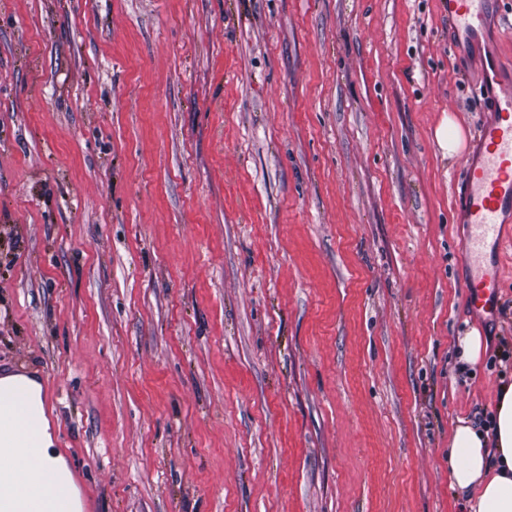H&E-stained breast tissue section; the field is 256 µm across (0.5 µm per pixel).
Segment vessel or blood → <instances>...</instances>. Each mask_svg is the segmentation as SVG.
Instances as JSON below:
<instances>
[{
  "mask_svg": "<svg viewBox=\"0 0 512 512\" xmlns=\"http://www.w3.org/2000/svg\"><path fill=\"white\" fill-rule=\"evenodd\" d=\"M442 5L453 32L476 40L486 0H442ZM492 103L496 117L482 126L480 155L464 170L469 225L465 261L471 268L465 288L469 306L478 313L497 308L505 265L487 259L486 252L506 247L502 224L505 214L512 212V90L501 89ZM48 410V401H32L24 386L0 393V430L9 432L8 443L0 450V512H68L65 494L54 489L53 474L37 481L27 476L39 446V424Z\"/></svg>",
  "mask_w": 512,
  "mask_h": 512,
  "instance_id": "1",
  "label": "vessel or blood"
}]
</instances>
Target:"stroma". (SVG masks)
<instances>
[{
  "label": "stroma",
  "instance_id": "stroma-1",
  "mask_svg": "<svg viewBox=\"0 0 512 512\" xmlns=\"http://www.w3.org/2000/svg\"><path fill=\"white\" fill-rule=\"evenodd\" d=\"M492 53L512 0L462 55L440 0H0V369L53 376L85 512H463L512 379V249L493 315L460 264ZM436 137L450 159L459 155L464 149L465 132L455 118L451 116H448L447 121L438 128Z\"/></svg>",
  "mask_w": 512,
  "mask_h": 512
}]
</instances>
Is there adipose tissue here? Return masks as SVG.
I'll list each match as a JSON object with an SVG mask.
<instances>
[{
	"instance_id": "adipose-tissue-1",
	"label": "adipose tissue",
	"mask_w": 512,
	"mask_h": 512,
	"mask_svg": "<svg viewBox=\"0 0 512 512\" xmlns=\"http://www.w3.org/2000/svg\"><path fill=\"white\" fill-rule=\"evenodd\" d=\"M491 427L490 439L462 419L452 433L450 482L467 512H512V383L501 388Z\"/></svg>"
}]
</instances>
